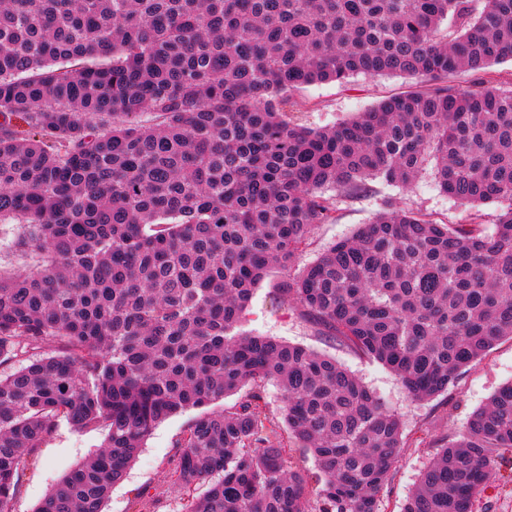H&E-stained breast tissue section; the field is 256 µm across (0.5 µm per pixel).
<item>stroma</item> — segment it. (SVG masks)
Wrapping results in <instances>:
<instances>
[{
  "label": "stroma",
  "instance_id": "1",
  "mask_svg": "<svg viewBox=\"0 0 512 512\" xmlns=\"http://www.w3.org/2000/svg\"><path fill=\"white\" fill-rule=\"evenodd\" d=\"M404 88L403 79L395 77L361 76L344 85H309L296 92L293 114L308 127L331 126ZM370 187L371 198L338 201L335 222L313 230L302 262L312 261L334 242L352 236L359 225L370 220L380 199L387 196L399 206L434 214L451 224H467L473 218L471 211L440 192L429 173L407 187H387L375 181ZM282 277V271H272L256 289L246 312L247 330L335 357L399 414L407 446L380 497V512H402L423 470L439 451L437 439L456 438L465 430L472 413L483 407L501 385L512 381V339L497 341L462 370L446 393L415 401L387 367L325 341L295 308L280 302L276 288ZM195 416V411L188 410L169 417L153 430L124 479L113 488L105 512H186L188 497L175 485L171 469L178 453L176 443ZM104 439L101 429L86 432L61 428L41 448L39 463L24 466L10 512H33L55 481L97 452Z\"/></svg>",
  "mask_w": 512,
  "mask_h": 512
}]
</instances>
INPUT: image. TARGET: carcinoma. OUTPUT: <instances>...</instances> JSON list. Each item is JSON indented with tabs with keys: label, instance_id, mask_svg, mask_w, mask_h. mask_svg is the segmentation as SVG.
Segmentation results:
<instances>
[{
	"label": "carcinoma",
	"instance_id": "obj_1",
	"mask_svg": "<svg viewBox=\"0 0 512 512\" xmlns=\"http://www.w3.org/2000/svg\"><path fill=\"white\" fill-rule=\"evenodd\" d=\"M505 60L512 0H0V223L30 259L0 273V512L63 425L106 437L33 512H104L191 409L186 512H379L400 417L335 358L245 330L246 311L284 271L282 301L415 400L512 338V84L455 82ZM358 75L412 85L330 128L296 122V91ZM429 167L460 206L496 205L494 229L388 199L291 273L336 196ZM268 383L316 473L266 426ZM505 462L512 382L403 512H473Z\"/></svg>",
	"mask_w": 512,
	"mask_h": 512
}]
</instances>
